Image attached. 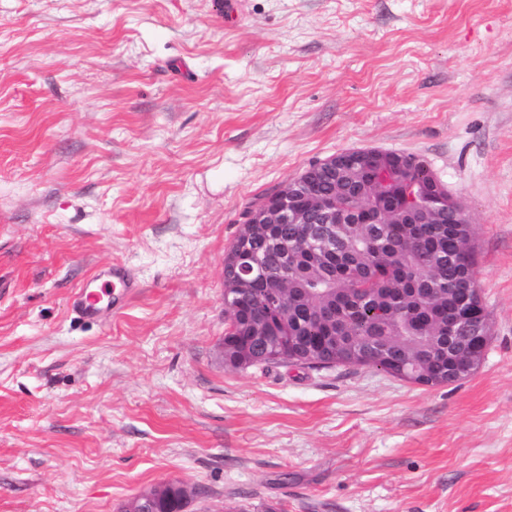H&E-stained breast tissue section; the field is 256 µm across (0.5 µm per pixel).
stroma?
I'll return each mask as SVG.
<instances>
[{
    "instance_id": "35a3bbf8",
    "label": "stroma",
    "mask_w": 512,
    "mask_h": 512,
    "mask_svg": "<svg viewBox=\"0 0 512 512\" xmlns=\"http://www.w3.org/2000/svg\"><path fill=\"white\" fill-rule=\"evenodd\" d=\"M353 148L467 207L452 386L224 362L245 212ZM140 290L75 318L85 277ZM512 512V0H0V512ZM194 496H197L194 488L178 482H168L134 497L124 511L158 512L156 508L160 504L178 502L183 507L175 511L183 512L186 509L185 504Z\"/></svg>"
}]
</instances>
